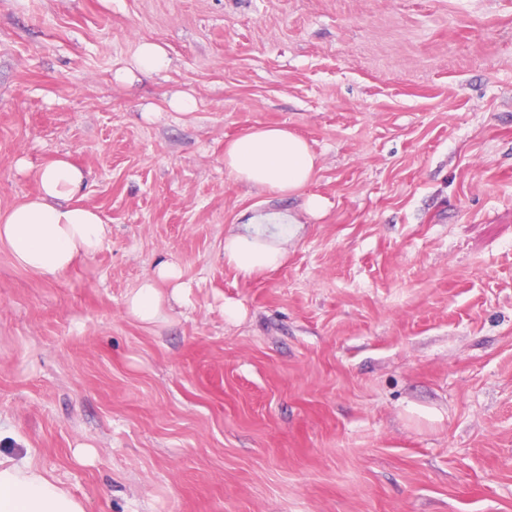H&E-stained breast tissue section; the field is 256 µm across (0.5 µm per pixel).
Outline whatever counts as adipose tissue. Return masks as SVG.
Masks as SVG:
<instances>
[{
    "label": "adipose tissue",
    "instance_id": "ef3b65f1",
    "mask_svg": "<svg viewBox=\"0 0 512 512\" xmlns=\"http://www.w3.org/2000/svg\"><path fill=\"white\" fill-rule=\"evenodd\" d=\"M170 60L157 43H141L127 67L114 74L116 82L130 84L138 76L165 71ZM320 165L309 143L285 126L252 127L224 147V170L230 180L278 197L304 194L303 209L320 216L324 200L304 190ZM88 171L59 156L42 168L37 192L0 214V244L16 263L45 281L59 279L83 258L96 252L109 234L97 211L83 205L90 186ZM293 214L252 216L242 232L224 240V260L249 277L281 265L283 245L296 234ZM171 288L163 295L160 284ZM185 285L178 266L159 264L128 296L129 314L150 325L163 315L166 300L182 301ZM0 512H85L84 503L46 476L32 456L0 454Z\"/></svg>",
    "mask_w": 512,
    "mask_h": 512
}]
</instances>
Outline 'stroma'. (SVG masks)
<instances>
[{
  "label": "stroma",
  "instance_id": "stroma-1",
  "mask_svg": "<svg viewBox=\"0 0 512 512\" xmlns=\"http://www.w3.org/2000/svg\"><path fill=\"white\" fill-rule=\"evenodd\" d=\"M258 125L327 207L246 277L225 238L301 204L227 177ZM62 154L110 233L51 282L0 245V450L86 512H512V0H0V212ZM170 60L166 50L155 42H142L136 49L127 67L113 75L117 83L132 84L139 75L152 76L165 71ZM161 283L171 288V299L182 301L185 288L178 266L171 262L159 264L153 273L142 280L138 288L127 297L128 313L140 323L150 325L162 318L166 298L159 290Z\"/></svg>",
  "mask_w": 512,
  "mask_h": 512
}]
</instances>
